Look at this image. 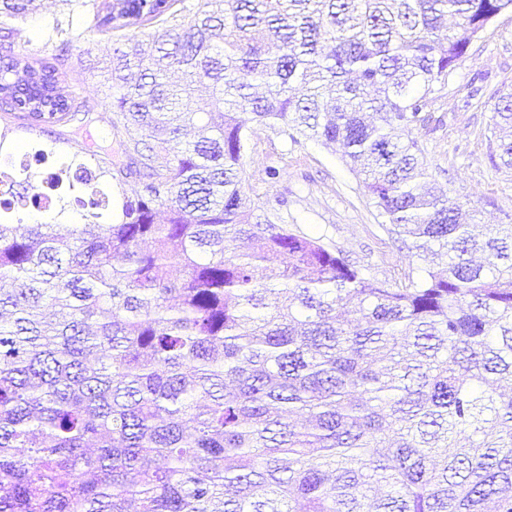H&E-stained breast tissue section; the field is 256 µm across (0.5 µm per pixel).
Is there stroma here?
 <instances>
[{"instance_id": "stroma-1", "label": "stroma", "mask_w": 512, "mask_h": 512, "mask_svg": "<svg viewBox=\"0 0 512 512\" xmlns=\"http://www.w3.org/2000/svg\"><path fill=\"white\" fill-rule=\"evenodd\" d=\"M37 4L33 14L15 24L10 50L0 49V66L11 57L55 60L63 87L77 99L81 119L29 132L0 109V130H7L8 146L56 143L73 153L91 154L105 148L120 155L124 133L113 124L112 91L102 80L113 50L124 47L137 35V28L100 29L87 15L73 21L66 46H52L45 42L46 28L53 20L67 19L69 7L64 0H37ZM461 72L462 79L449 84L442 98L431 105L444 125L424 136L428 169L447 194L475 210L479 223L512 224V171L495 169L489 160L491 112L484 106L463 104L469 79L484 77L491 90L512 82L511 15L498 18L488 29ZM271 168L277 170L276 178L268 177ZM245 170L247 192L279 205L289 227L323 238L351 264L368 268L379 279L398 281L407 274L417 275L406 248L382 230L334 149L315 141L294 143L260 129Z\"/></svg>"}]
</instances>
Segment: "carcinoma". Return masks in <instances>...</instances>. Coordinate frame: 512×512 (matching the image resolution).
I'll return each instance as SVG.
<instances>
[{"instance_id":"obj_1","label":"carcinoma","mask_w":512,"mask_h":512,"mask_svg":"<svg viewBox=\"0 0 512 512\" xmlns=\"http://www.w3.org/2000/svg\"><path fill=\"white\" fill-rule=\"evenodd\" d=\"M31 2L0 0V31ZM105 10L141 27L112 55L127 163L35 156L138 186L116 218L76 196L85 224L0 222V512H512V224L474 235L418 137L512 0ZM488 103L512 170V85ZM0 107L32 130L78 115L48 60L1 66ZM258 127L339 146L420 276L382 281L248 194ZM66 197L29 202L61 218Z\"/></svg>"}]
</instances>
